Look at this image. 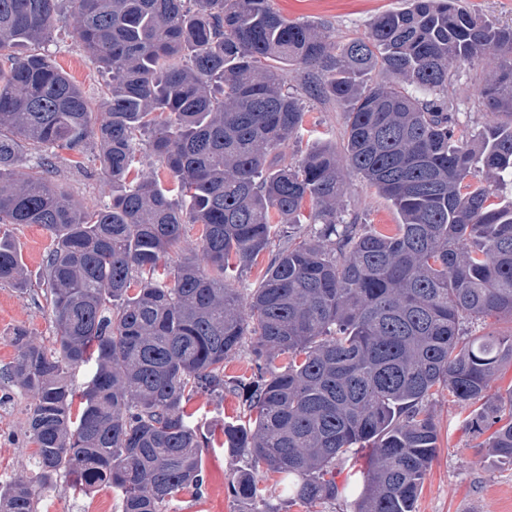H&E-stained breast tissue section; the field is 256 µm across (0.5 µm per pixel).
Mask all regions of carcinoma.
Listing matches in <instances>:
<instances>
[{
  "instance_id": "carcinoma-1",
  "label": "carcinoma",
  "mask_w": 512,
  "mask_h": 512,
  "mask_svg": "<svg viewBox=\"0 0 512 512\" xmlns=\"http://www.w3.org/2000/svg\"><path fill=\"white\" fill-rule=\"evenodd\" d=\"M64 1L112 75L104 119L43 54L0 68V284L24 282L5 227L40 224L53 241L57 347L15 332L9 373L34 398L38 479L71 474L82 491L120 489L122 512H162L202 482L208 442L187 405L234 386L247 403L245 420L224 425V445L246 457L235 499L262 497L264 468L290 505L334 500L336 465L367 449L356 512H415L438 443L425 402L441 388L481 401L512 361V329L466 332L512 321V201H494L512 183V26L459 0H408L335 42L269 0H0V51L45 42ZM486 57L499 66L477 101L499 121L463 135L448 71ZM291 63L316 71L301 96L286 88ZM304 95L343 105L344 134L292 163L282 149L301 132ZM90 138L112 201L83 210L50 174L56 151ZM27 150L36 162L19 179ZM146 152L170 186L133 175ZM347 171L391 202L395 230L344 221ZM306 203L316 229L302 238ZM188 224L202 227L207 272L161 264ZM276 239L286 246L245 308L229 273ZM247 336L258 374L241 385L224 361ZM91 362L73 389L70 371ZM475 422L496 426L489 456L512 461V418L489 402ZM0 512H35L29 485H0Z\"/></svg>"
}]
</instances>
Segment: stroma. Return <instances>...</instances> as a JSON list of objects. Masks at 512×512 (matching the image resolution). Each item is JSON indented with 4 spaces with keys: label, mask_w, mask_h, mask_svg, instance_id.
<instances>
[{
    "label": "stroma",
    "mask_w": 512,
    "mask_h": 512,
    "mask_svg": "<svg viewBox=\"0 0 512 512\" xmlns=\"http://www.w3.org/2000/svg\"><path fill=\"white\" fill-rule=\"evenodd\" d=\"M271 6L291 21L324 25L331 38L345 40L364 33L373 17L382 11L403 8L405 0H270ZM77 19L70 8L57 17L51 38L42 50L79 85L90 100H97L108 76L94 64L77 41ZM490 67L464 66L448 75V100L465 131L481 129L498 117L483 111L476 101V87ZM304 137L289 142V160L300 161L313 141L341 139L344 130L342 106L305 99ZM53 178L59 188L79 207L96 209L112 199V182L97 160L94 143L71 151H59ZM345 219L375 228L391 227L397 215L391 203L356 174H347L341 198ZM8 231L19 247L25 263L24 285L0 284V472L10 480L30 483L37 512H122L117 489L96 486L77 493L66 475L49 482L37 478V448L28 436L27 414L33 403L29 392L8 383L7 374L17 351L11 343L16 330H25L37 344L51 348L56 330L43 284L46 256L52 246L49 232L37 224H14ZM436 422L439 440L435 460L428 471L417 512H512V464L496 461L480 448L467 420L472 408L454 401L447 391H439L428 402ZM199 429L210 439L203 451V486L178 493L162 512H246L228 486L241 461L224 446V425L242 417L245 405L233 390L220 396H199L188 405ZM257 479L265 489L256 503L257 512L276 507L280 512H353L363 486L341 487L335 500L316 506L287 505L280 492L279 474L259 471Z\"/></svg>",
    "instance_id": "obj_1"
}]
</instances>
